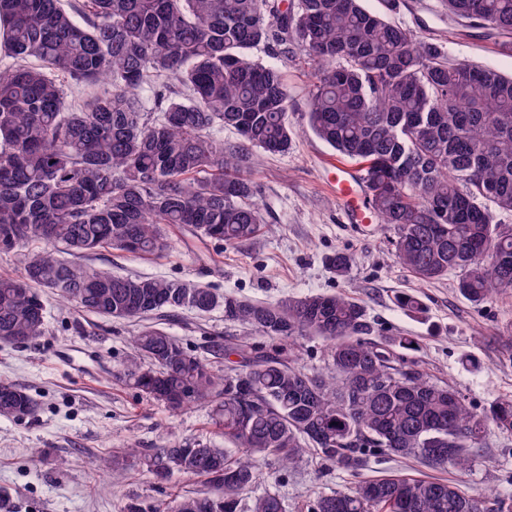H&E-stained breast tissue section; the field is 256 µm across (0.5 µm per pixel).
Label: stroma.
I'll use <instances>...</instances> for the list:
<instances>
[{"label":"stroma","instance_id":"35a3bbf8","mask_svg":"<svg viewBox=\"0 0 512 512\" xmlns=\"http://www.w3.org/2000/svg\"><path fill=\"white\" fill-rule=\"evenodd\" d=\"M392 22L415 37L441 44L450 62L472 63L512 75V56L500 54L480 30L449 18L440 0H399ZM290 92L288 121L295 136L287 151L254 150L250 178L266 217L258 236L225 245L201 242L169 227L171 249L160 257L108 250L92 264L128 276L190 280L262 302L309 293H344L361 302L376 335L415 336L410 357L433 379L448 383L476 409L512 396V289L474 305L458 291L464 272L432 282L414 278L394 257L396 234L387 224L348 222L330 180L334 167L349 166L311 130L308 99L314 70L299 47L277 59ZM345 253L337 273L329 256ZM416 294L423 312L408 313L398 292ZM45 334L28 348L0 344V382L24 388L37 405L34 417H0V494L10 512H157L172 488L196 482L173 474L160 479L117 449L156 448L203 440L223 446L210 408L194 403L170 414L120 375L131 356L133 324L84 313L40 292ZM167 330L192 353L223 371L214 343L244 334L223 310L200 316L185 310ZM259 491L276 493L285 512H303L310 496L348 484L349 477L318 459L285 465L260 463ZM431 474L481 498L486 512H512V432L490 429L466 470H428L398 456L370 459L365 475Z\"/></svg>","mask_w":512,"mask_h":512}]
</instances>
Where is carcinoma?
Segmentation results:
<instances>
[{"instance_id": "obj_1", "label": "carcinoma", "mask_w": 512, "mask_h": 512, "mask_svg": "<svg viewBox=\"0 0 512 512\" xmlns=\"http://www.w3.org/2000/svg\"><path fill=\"white\" fill-rule=\"evenodd\" d=\"M449 14L502 36L512 55V0H443ZM298 46L315 65L309 121L340 155L364 165L373 216L396 231L395 259L430 282L464 270L474 304L512 288V77L451 63L441 46L371 12L363 0H0V342L44 335L37 289L105 317L136 322L124 377L176 413L207 402L230 448L170 442L138 454L162 478L185 474L194 495L170 494L161 512H237L259 483L260 461L315 457L354 477L317 493L306 512H481L437 478L366 477L368 458L468 468L485 433L512 430V398L474 411L404 352L413 336L369 338L362 304L342 293L259 302L160 277H124L82 263L102 250L161 256L166 227L238 244L266 223L253 201L251 152L288 150V86L275 58ZM188 93L172 91L169 80ZM150 91L154 108L140 94ZM230 127L232 147L209 135ZM44 247L34 251L30 244ZM249 332L322 339L330 368L306 373L243 336L217 345L240 358L220 375L164 327L183 309ZM22 388L0 384V416L32 415ZM251 512H284L271 492Z\"/></svg>"}]
</instances>
